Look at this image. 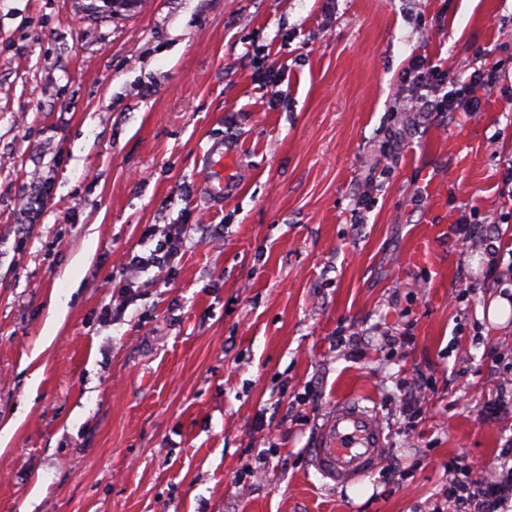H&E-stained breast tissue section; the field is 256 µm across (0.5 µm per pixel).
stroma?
<instances>
[{
  "label": "stroma",
  "instance_id": "obj_1",
  "mask_svg": "<svg viewBox=\"0 0 512 512\" xmlns=\"http://www.w3.org/2000/svg\"><path fill=\"white\" fill-rule=\"evenodd\" d=\"M416 54L512 58V0H0V512H432L450 462L495 461L512 317L489 318L507 266L480 233L512 235V71L424 123ZM174 224L173 265L134 267ZM349 396L406 480L310 467ZM77 2L81 4L84 10L91 14L111 12L113 15L122 13V11H133L142 0H90L88 4L83 3L85 0H79ZM97 2H101L102 5H98ZM48 194L43 182H35L31 194L23 201L21 210L29 219V223H33L35 218L39 217L41 211L48 205ZM33 214V216H31ZM403 393L400 394V413H402L403 418L410 424V427L415 428L419 421L422 420V411L421 406L419 404V400L416 398V395L413 394V388L410 385H406L405 383L402 385Z\"/></svg>",
  "mask_w": 512,
  "mask_h": 512
}]
</instances>
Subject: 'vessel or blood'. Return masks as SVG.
Instances as JSON below:
<instances>
[{
	"mask_svg": "<svg viewBox=\"0 0 512 512\" xmlns=\"http://www.w3.org/2000/svg\"><path fill=\"white\" fill-rule=\"evenodd\" d=\"M386 451L377 413L359 400L346 399L326 414L308 460L328 485L338 487L365 479Z\"/></svg>",
	"mask_w": 512,
	"mask_h": 512,
	"instance_id": "b4317fda",
	"label": "vessel or blood"
}]
</instances>
